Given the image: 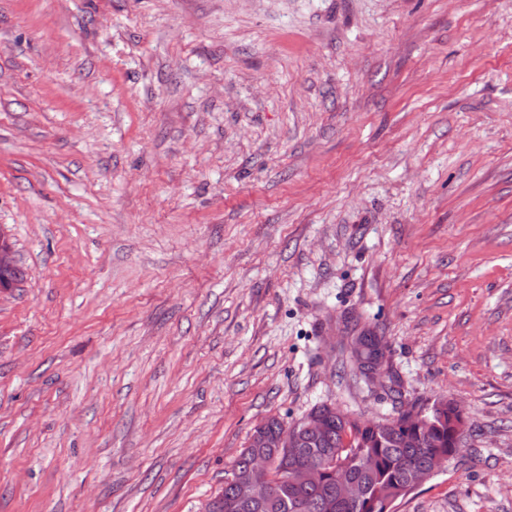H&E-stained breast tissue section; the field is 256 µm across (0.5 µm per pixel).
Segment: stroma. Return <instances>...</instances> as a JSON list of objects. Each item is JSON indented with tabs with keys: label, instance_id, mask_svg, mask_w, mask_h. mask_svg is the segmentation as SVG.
Here are the masks:
<instances>
[{
	"label": "stroma",
	"instance_id": "obj_1",
	"mask_svg": "<svg viewBox=\"0 0 512 512\" xmlns=\"http://www.w3.org/2000/svg\"><path fill=\"white\" fill-rule=\"evenodd\" d=\"M0 227V512H203L268 418L442 395L393 512H512V0H0ZM12 245L9 242L5 232L0 228V283L1 281L9 283H20L23 279L21 269L16 266ZM12 269L2 272L3 270ZM2 270V271H1ZM362 348H363V346L361 344L355 345L356 356L362 362L366 363L365 357L362 354V350H361ZM347 366L349 368L350 374L355 378V380L358 382H362L367 386H369V384L367 383V381L365 379V375L367 376V378L370 380V382L373 385L383 384V379L386 376V368H385V365L383 364L381 357H379V358L374 357L373 360H371V362H367L366 367L364 368V372H365V374H364L363 371L360 369V367L355 359L354 352L352 351L351 348H350L349 362H348Z\"/></svg>",
	"mask_w": 512,
	"mask_h": 512
}]
</instances>
